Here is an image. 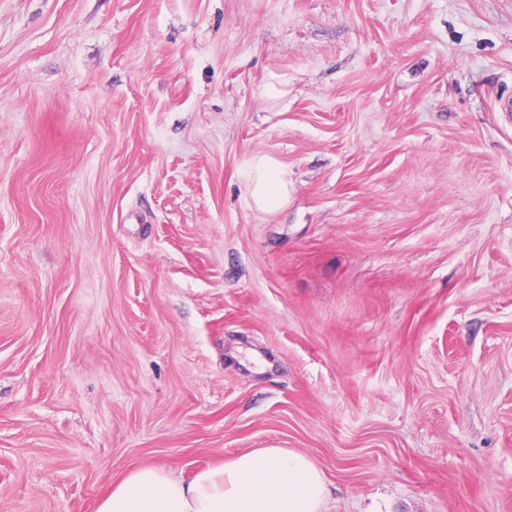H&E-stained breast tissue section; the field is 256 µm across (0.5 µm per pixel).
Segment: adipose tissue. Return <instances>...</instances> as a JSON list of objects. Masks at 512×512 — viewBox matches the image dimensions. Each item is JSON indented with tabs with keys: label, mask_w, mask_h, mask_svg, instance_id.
I'll return each mask as SVG.
<instances>
[{
	"label": "adipose tissue",
	"mask_w": 512,
	"mask_h": 512,
	"mask_svg": "<svg viewBox=\"0 0 512 512\" xmlns=\"http://www.w3.org/2000/svg\"><path fill=\"white\" fill-rule=\"evenodd\" d=\"M244 177L251 208L272 213L287 204L288 176L272 155H253ZM326 496L325 478L306 455L258 448L187 483L159 467L136 469L100 499L97 512H323Z\"/></svg>",
	"instance_id": "obj_1"
}]
</instances>
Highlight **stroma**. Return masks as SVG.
<instances>
[{"label": "stroma", "instance_id": "1", "mask_svg": "<svg viewBox=\"0 0 512 512\" xmlns=\"http://www.w3.org/2000/svg\"><path fill=\"white\" fill-rule=\"evenodd\" d=\"M508 99L512 0H0V512L256 448L512 512ZM244 177L247 183V203L251 208L272 213L288 203L287 172L272 155H253Z\"/></svg>", "mask_w": 512, "mask_h": 512}]
</instances>
